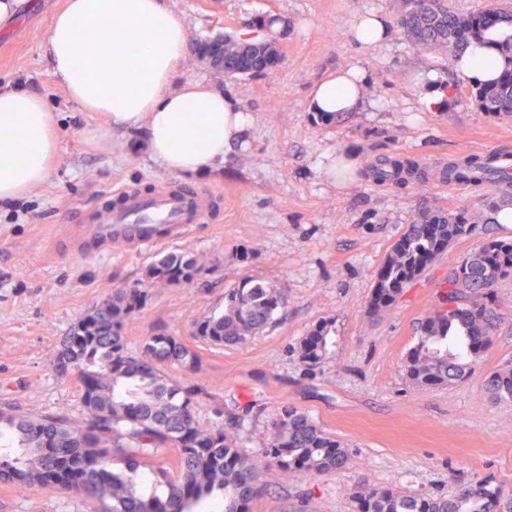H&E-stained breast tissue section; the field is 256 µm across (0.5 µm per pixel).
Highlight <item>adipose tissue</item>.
Returning <instances> with one entry per match:
<instances>
[{"label": "adipose tissue", "mask_w": 512, "mask_h": 512, "mask_svg": "<svg viewBox=\"0 0 512 512\" xmlns=\"http://www.w3.org/2000/svg\"><path fill=\"white\" fill-rule=\"evenodd\" d=\"M507 28L486 32L455 64L481 83L501 67L497 45ZM184 23L166 0H66L54 18L47 59L69 97L85 111L104 113L111 129L142 134L150 158L165 170L203 175L222 165L233 143L246 140L250 120L229 94L180 80L186 53ZM366 74L330 73L309 92L310 111L350 112ZM61 135L44 97L0 83V203L43 185Z\"/></svg>", "instance_id": "adipose-tissue-1"}]
</instances>
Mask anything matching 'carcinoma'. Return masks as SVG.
Listing matches in <instances>:
<instances>
[{
	"label": "carcinoma",
	"mask_w": 512,
	"mask_h": 512,
	"mask_svg": "<svg viewBox=\"0 0 512 512\" xmlns=\"http://www.w3.org/2000/svg\"><path fill=\"white\" fill-rule=\"evenodd\" d=\"M397 21L410 43L423 50H446L462 57L474 38L496 26H512V11L496 4L460 15L447 0H394ZM503 65L471 93L485 112L512 114V39L498 44ZM224 76L265 74L278 63L267 44L243 53L237 41L224 46ZM446 180L512 183L492 158L466 155L444 169ZM465 212L423 211L392 248L376 275L370 308L386 313L450 242L468 234ZM199 266L188 254H170L151 265L137 285L114 288L90 308L57 348L54 369L76 376L82 413L29 417L0 412L9 448L0 453V481L20 489L50 487L79 493L105 506L104 512H193L202 501L219 498L224 512H250L263 487L258 463L238 448L244 418L250 412L224 413L207 385L188 377L177 381L167 368L196 372L200 358L179 337L156 333L133 352L123 331L147 309L150 289L191 283ZM512 278V241L489 239L448 270L436 305L420 322L415 344L404 361L408 382L431 389L465 378L489 349L504 319L495 292ZM276 289L249 277L224 291V312L195 323V337L216 346L246 341L261 331L278 309ZM331 322H320L301 344L298 359L308 369L328 358ZM497 400H512V358L485 380ZM208 403L214 419L202 423L198 408ZM161 448L172 449L180 469L172 473L148 462ZM264 463L286 476L314 479L342 468L349 448L298 408L285 404L272 421ZM359 512H495L501 494L485 481L471 483L450 498L415 497L383 487L353 493Z\"/></svg>",
	"instance_id": "obj_1"
}]
</instances>
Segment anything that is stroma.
Segmentation results:
<instances>
[{
	"instance_id": "stroma-1",
	"label": "stroma",
	"mask_w": 512,
	"mask_h": 512,
	"mask_svg": "<svg viewBox=\"0 0 512 512\" xmlns=\"http://www.w3.org/2000/svg\"><path fill=\"white\" fill-rule=\"evenodd\" d=\"M64 3L26 0L15 22L0 28V80L46 98L61 132L47 182L0 205V411L79 416L77 381L53 369L60 341L109 288L134 285L157 259L186 253L198 261L197 278L152 289L146 314L125 330L128 349L158 332L193 348L201 358L197 379L225 408L253 404L239 440L247 456L260 458L271 421L286 404L350 450L343 469L312 480L261 469L265 491L252 512H357L351 492L363 486L445 498L484 480L512 497V401L492 399L483 388L485 376L512 358V279L497 286L505 320L464 381L421 390L402 370L449 268L487 239H512V223L489 221L491 205L512 207V188L396 185L370 171L387 159L431 168L465 153L512 155V115L483 111L469 92L456 91L461 77L453 57L415 49L397 26L392 0H170L187 30L182 78L228 92L252 116L246 143L235 145L222 166L204 177L180 176L149 157L142 136L110 131L104 114L69 98L44 54ZM371 13L390 29L374 46L354 35L359 18ZM266 14L285 24L283 60L271 73L228 79L197 55L206 39L250 32L254 18ZM352 66L369 78L360 104L334 125L316 124L308 107L312 85ZM430 88L445 92L440 108L422 102ZM169 183L205 192L207 218L187 238L105 260L55 258L61 225L107 205L113 190L150 192ZM424 210H463L476 222L393 310L373 315L376 273ZM245 276L280 291L283 308L244 343L195 339V322L222 310L225 288ZM324 320L333 323L334 344L326 363L311 370L297 351ZM101 510L78 494L0 482V512Z\"/></svg>"
}]
</instances>
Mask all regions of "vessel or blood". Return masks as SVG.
<instances>
[{"mask_svg":"<svg viewBox=\"0 0 512 512\" xmlns=\"http://www.w3.org/2000/svg\"><path fill=\"white\" fill-rule=\"evenodd\" d=\"M117 207L99 209L83 224L64 225L53 251L79 252L90 258L112 250L148 252L188 236L203 218L201 195L191 187H157L144 194L131 188L118 192Z\"/></svg>","mask_w":512,"mask_h":512,"instance_id":"1","label":"vessel or blood"}]
</instances>
